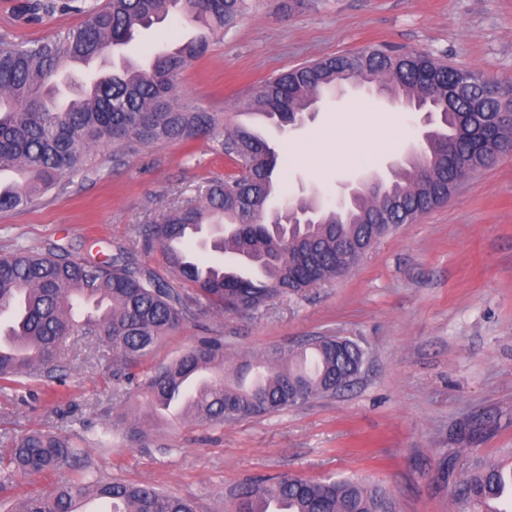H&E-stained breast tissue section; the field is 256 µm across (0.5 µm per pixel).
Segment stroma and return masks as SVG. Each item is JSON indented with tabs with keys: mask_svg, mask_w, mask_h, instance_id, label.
<instances>
[{
	"mask_svg": "<svg viewBox=\"0 0 512 512\" xmlns=\"http://www.w3.org/2000/svg\"><path fill=\"white\" fill-rule=\"evenodd\" d=\"M0 0V45L44 40L81 26L76 10L22 12ZM238 23L179 75L180 98L210 112L233 111L268 78L308 61L366 47L430 54L512 84V0H246ZM175 16L146 31L131 58L190 37ZM421 113L360 91L325 100L313 120L278 136L281 198L333 202L342 183L391 177L410 156ZM374 138V152L344 155L337 135ZM223 130L113 160L98 148L94 174L27 209L0 212V253L20 242L55 244L73 256L128 251L173 280L160 249H144L140 224L163 216L200 186L232 170L218 149ZM244 356L333 334L358 343L366 365L347 389L277 413L224 426L156 421L126 437L145 414L135 385L114 380L112 352L75 336L64 383L0 390V433L34 428L93 438L103 420L112 444L90 447L96 468L128 483L192 499L198 512H234L240 489L275 474L353 476L385 486L399 512H453V481L488 458L512 456V153L470 177L448 200L381 238L345 276L255 313L183 324L142 363L147 373L190 348L206 329ZM67 472L0 471V500L51 493Z\"/></svg>",
	"mask_w": 512,
	"mask_h": 512,
	"instance_id": "35a3bbf8",
	"label": "stroma"
}]
</instances>
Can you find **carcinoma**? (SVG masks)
Listing matches in <instances>:
<instances>
[{
  "label": "carcinoma",
  "instance_id": "obj_1",
  "mask_svg": "<svg viewBox=\"0 0 512 512\" xmlns=\"http://www.w3.org/2000/svg\"><path fill=\"white\" fill-rule=\"evenodd\" d=\"M66 0H35L24 10L53 12ZM246 8L245 0H80L83 25L48 41H20L0 48V212L34 206L44 195L92 172V150L116 146L126 153L166 142H190L224 127V155L246 169L211 182L197 200L172 209L162 224H143L145 246L158 244L177 280L174 286L124 251L105 261L72 258L62 248L39 253L24 244L0 255V316L4 334L19 349L0 346V389H21L61 378L62 347L80 334L112 349L127 380L132 369L167 336L199 314L248 312L284 294H298L339 277L360 259L345 242H361L369 226L409 224L448 201V182H461L465 158L480 149L479 126L486 111L512 108V88L468 67L416 52L367 48L293 67L269 78L237 107L269 120L309 111L344 84H369L403 106L432 116L428 143L407 159L377 192L364 191L341 209H318L314 224H287L284 210H268L275 192L277 156L249 128L224 121L180 101L176 81L203 58L210 40L224 37ZM177 11L201 23L208 34L152 53L146 64L123 58L112 75L96 72L77 80L72 60L93 59L112 46L131 43L144 30ZM208 225L202 249L255 265L258 279L229 275L221 264L191 247L192 228ZM365 352L342 336L322 335L291 348H274L235 360L219 330L170 363L145 375L141 392L150 409L177 405L185 419L222 426L328 397L352 385ZM0 470L71 478L47 495L12 501L8 512H78L79 500L94 496L112 512H196L194 503L150 485L95 476L89 452L71 438L32 430L5 434ZM512 467L479 463L454 485L455 512H500ZM288 505L285 512H397L383 488L355 478L309 480L284 475L246 485L238 512H278L261 504Z\"/></svg>",
  "mask_w": 512,
  "mask_h": 512
}]
</instances>
